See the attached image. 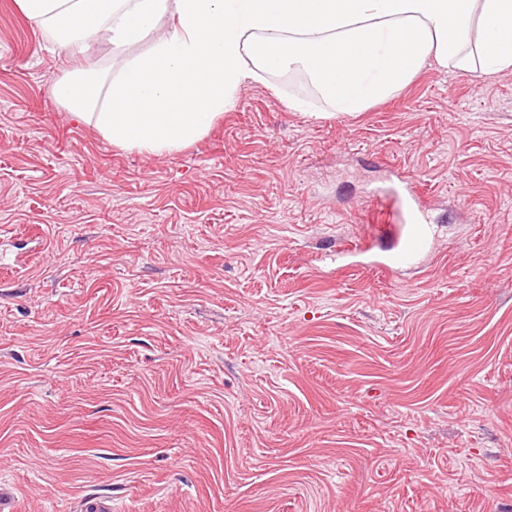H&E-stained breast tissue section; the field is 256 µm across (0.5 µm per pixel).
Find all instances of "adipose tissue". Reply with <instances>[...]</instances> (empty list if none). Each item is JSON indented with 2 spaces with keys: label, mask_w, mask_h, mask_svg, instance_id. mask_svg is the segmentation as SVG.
<instances>
[{
  "label": "adipose tissue",
  "mask_w": 512,
  "mask_h": 512,
  "mask_svg": "<svg viewBox=\"0 0 512 512\" xmlns=\"http://www.w3.org/2000/svg\"><path fill=\"white\" fill-rule=\"evenodd\" d=\"M56 46L105 39L119 74L55 84L73 115L113 143L160 157L205 135L239 89L303 69L336 111L358 112L426 65L512 70V0H19Z\"/></svg>",
  "instance_id": "adipose-tissue-1"
}]
</instances>
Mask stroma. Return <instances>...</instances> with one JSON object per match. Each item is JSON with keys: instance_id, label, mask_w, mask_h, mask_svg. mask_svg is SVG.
Returning <instances> with one entry per match:
<instances>
[{"instance_id": "stroma-1", "label": "stroma", "mask_w": 512, "mask_h": 512, "mask_svg": "<svg viewBox=\"0 0 512 512\" xmlns=\"http://www.w3.org/2000/svg\"><path fill=\"white\" fill-rule=\"evenodd\" d=\"M73 57L0 0V483L22 512H512V72L360 112L280 73L162 157L73 119ZM396 162L437 249L322 262Z\"/></svg>"}]
</instances>
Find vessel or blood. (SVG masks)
Listing matches in <instances>:
<instances>
[{
    "label": "vessel or blood",
    "mask_w": 512,
    "mask_h": 512,
    "mask_svg": "<svg viewBox=\"0 0 512 512\" xmlns=\"http://www.w3.org/2000/svg\"><path fill=\"white\" fill-rule=\"evenodd\" d=\"M385 221L375 225L362 244L341 245L336 254L359 264L400 275L424 268L433 255L434 242L427 222V203L419 183L400 178L380 194Z\"/></svg>",
    "instance_id": "b4317fda"
}]
</instances>
